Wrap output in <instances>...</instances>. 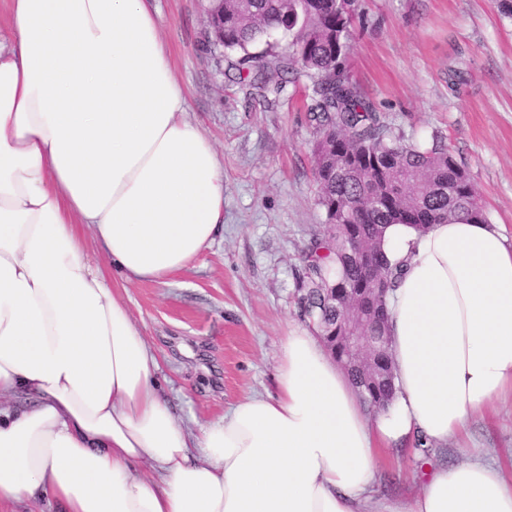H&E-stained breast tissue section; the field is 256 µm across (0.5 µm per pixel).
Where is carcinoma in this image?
Segmentation results:
<instances>
[{"label": "carcinoma", "mask_w": 512, "mask_h": 512, "mask_svg": "<svg viewBox=\"0 0 512 512\" xmlns=\"http://www.w3.org/2000/svg\"><path fill=\"white\" fill-rule=\"evenodd\" d=\"M207 12L211 48L240 53L230 65L238 83L263 98L279 94L295 65L312 81L309 112L319 128L313 147L318 204L336 233L309 241L296 292L302 315L319 334L336 333L338 344L326 346L339 359L344 329L335 321V308L341 307L344 289L370 287L350 243L368 242L389 294L398 270L381 247L387 225L409 224L423 232L433 224L483 220V210L476 208L475 190L446 147L436 143L422 150L393 137L350 81L345 60L354 0H212ZM275 32L288 38L284 51L274 52L269 43L265 52H251ZM333 290L334 304L328 296ZM347 373L370 409H387L395 395L388 350L367 368L350 367Z\"/></svg>", "instance_id": "obj_1"}]
</instances>
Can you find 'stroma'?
I'll return each instance as SVG.
<instances>
[{
  "instance_id": "obj_1",
  "label": "stroma",
  "mask_w": 512,
  "mask_h": 512,
  "mask_svg": "<svg viewBox=\"0 0 512 512\" xmlns=\"http://www.w3.org/2000/svg\"><path fill=\"white\" fill-rule=\"evenodd\" d=\"M205 0H152L188 116L224 171V229L191 266L124 298L158 359L176 416L207 424L242 397L275 394L281 343L305 328L295 293L302 250L325 234L313 168L308 79L292 73L269 103L252 100L207 41ZM346 67L391 131L420 147L444 143L490 223L512 243V17L495 0H357ZM512 463V402L471 418L463 445L419 455L386 449L375 496L409 497L426 468L462 448Z\"/></svg>"
}]
</instances>
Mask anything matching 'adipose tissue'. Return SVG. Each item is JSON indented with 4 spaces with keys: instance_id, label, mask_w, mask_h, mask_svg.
<instances>
[{
    "instance_id": "1",
    "label": "adipose tissue",
    "mask_w": 512,
    "mask_h": 512,
    "mask_svg": "<svg viewBox=\"0 0 512 512\" xmlns=\"http://www.w3.org/2000/svg\"><path fill=\"white\" fill-rule=\"evenodd\" d=\"M150 0H10L0 37V512H372L383 451L461 441L512 401L501 225L385 229L392 407L371 417L316 337L277 392L194 428L95 249L132 284L188 268L224 226V172L186 116ZM91 238H84V231ZM382 512H512V468L468 453Z\"/></svg>"
}]
</instances>
